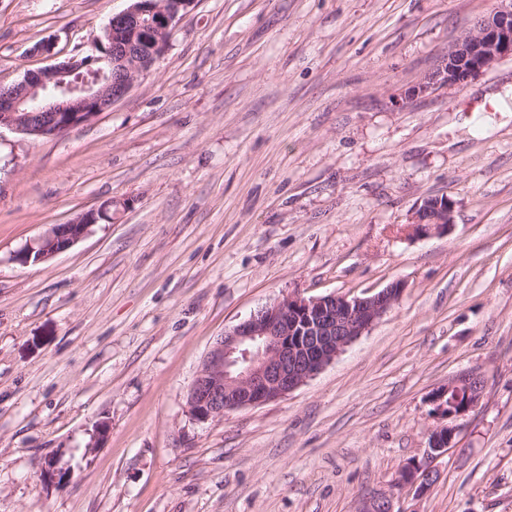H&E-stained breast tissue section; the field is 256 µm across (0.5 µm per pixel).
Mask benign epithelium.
<instances>
[{
	"instance_id": "obj_1",
	"label": "benign epithelium",
	"mask_w": 512,
	"mask_h": 512,
	"mask_svg": "<svg viewBox=\"0 0 512 512\" xmlns=\"http://www.w3.org/2000/svg\"><path fill=\"white\" fill-rule=\"evenodd\" d=\"M195 0H130L126 10L110 19L105 38L112 43L110 67L118 75L98 72L97 79L62 94H48L53 83L89 62L69 59L0 87V128L33 137L63 136L86 125L123 98L135 80L165 52L173 30ZM512 58V0L497 6L463 29L448 58L434 77L414 87L426 94L441 85H463ZM112 203L80 213L66 224H55L21 261L43 262L73 247L88 228L110 219ZM454 203L436 196L415 209L416 234L444 232L453 224ZM405 284L393 282L366 296L329 294L305 298L288 295L266 305L224 330L213 342L192 381L187 404L192 418L205 422L249 406L279 399L302 385L371 327L398 300ZM484 384L468 376L448 383L432 397L435 411L453 419L464 415L483 396ZM455 427L439 426L430 435L421 462L402 467L396 486L421 492L432 482V462L447 452ZM360 512H394L392 497L366 502Z\"/></svg>"
}]
</instances>
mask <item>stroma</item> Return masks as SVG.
<instances>
[{
	"instance_id": "stroma-1",
	"label": "stroma",
	"mask_w": 512,
	"mask_h": 512,
	"mask_svg": "<svg viewBox=\"0 0 512 512\" xmlns=\"http://www.w3.org/2000/svg\"><path fill=\"white\" fill-rule=\"evenodd\" d=\"M129 0H0V85ZM495 0H196L62 137L0 130V512H512V59L414 95ZM53 42V57L35 53ZM448 231L409 223L431 196ZM113 201L66 252L17 254ZM405 288L288 395L191 418L226 328L283 296ZM480 376L422 493L396 490ZM68 471L45 477L47 463ZM454 203L448 196H435L424 209L419 205L413 213L411 226L416 234L427 235L432 231L444 232L453 224ZM484 384L478 377L468 376L448 383L432 397L435 411L442 417L453 419L464 415L483 396Z\"/></svg>"
}]
</instances>
